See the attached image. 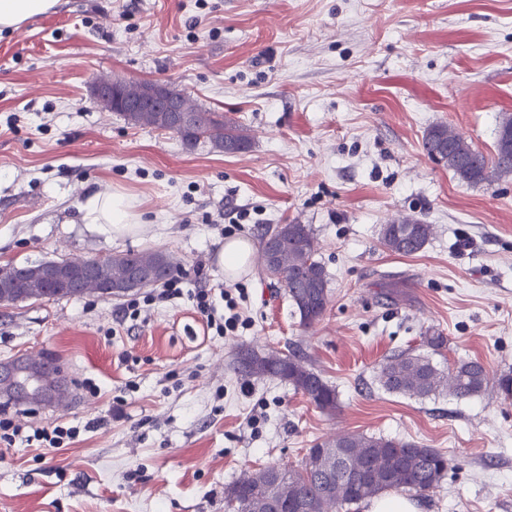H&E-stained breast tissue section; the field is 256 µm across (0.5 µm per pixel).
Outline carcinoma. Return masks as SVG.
I'll return each mask as SVG.
<instances>
[{
	"label": "carcinoma",
	"instance_id": "1",
	"mask_svg": "<svg viewBox=\"0 0 512 512\" xmlns=\"http://www.w3.org/2000/svg\"><path fill=\"white\" fill-rule=\"evenodd\" d=\"M132 125L162 129L177 135L188 147L207 138L213 147L225 151L234 146L238 153L250 145L247 129L234 119L203 109L196 113L195 126L176 129L153 114L125 116ZM422 147L433 158L441 155L444 165L459 181L467 184L490 183L512 174V115L500 117L491 157L477 150L446 124L429 127ZM432 235V225L406 218L382 226L380 240L389 251L412 255L421 251ZM258 250L263 274L283 288L292 302L299 324L311 328L326 312L329 303L328 275L318 259L320 245L309 224H275L260 234ZM159 265L173 268L169 255L162 251H126L112 256L108 275L123 281L133 269L148 270ZM86 293L103 294L97 280L83 285L61 284L50 297H80ZM235 368L248 376L270 377L287 382L322 412L331 414L338 407L336 389L309 367L293 350L269 349L256 353L245 349L238 353ZM381 385L389 392L428 397L446 388L463 399L480 393L486 382V369L474 361H464L443 372L427 357L406 352L385 359L378 370ZM323 448L347 454L326 473L310 466L308 459L300 467L267 465L253 475L241 477L224 489L225 507L249 512L246 504L271 499L276 512H347L353 505L387 492H409L422 497L442 480L448 469V457L435 448L416 442L381 435L339 434L336 438L308 449Z\"/></svg>",
	"mask_w": 512,
	"mask_h": 512
}]
</instances>
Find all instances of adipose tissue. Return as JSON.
<instances>
[{"instance_id": "adipose-tissue-1", "label": "adipose tissue", "mask_w": 512, "mask_h": 512, "mask_svg": "<svg viewBox=\"0 0 512 512\" xmlns=\"http://www.w3.org/2000/svg\"><path fill=\"white\" fill-rule=\"evenodd\" d=\"M81 211L86 230L107 239L147 230L127 197L119 192L94 193L87 197Z\"/></svg>"}]
</instances>
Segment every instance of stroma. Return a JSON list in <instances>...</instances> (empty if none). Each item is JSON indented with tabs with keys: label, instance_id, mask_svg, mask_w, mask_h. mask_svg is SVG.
Masks as SVG:
<instances>
[{
	"label": "stroma",
	"instance_id": "stroma-1",
	"mask_svg": "<svg viewBox=\"0 0 512 512\" xmlns=\"http://www.w3.org/2000/svg\"><path fill=\"white\" fill-rule=\"evenodd\" d=\"M103 77L172 83L239 120L251 145L225 154L133 126L90 101ZM503 112L512 0H59L1 33L0 267L161 250L185 287L217 294L225 226L255 241L298 222L319 240L329 304L302 328L255 258L238 279L250 324L227 336L185 297L142 324L118 323L119 297L0 305V406L82 427L64 448L0 444V512H226L225 485L339 434L447 455L421 512H512V396L499 388L512 374V175L468 185L422 149L443 123L493 154ZM99 191L125 194L149 231L88 233L81 203ZM405 217L433 227L413 255L380 242ZM431 329L448 338L434 353ZM289 347L335 387V414L233 367L241 349ZM402 351L444 371L481 362L485 389L388 392L379 366ZM25 353L75 390L70 406L17 396Z\"/></svg>",
	"mask_w": 512,
	"mask_h": 512
}]
</instances>
